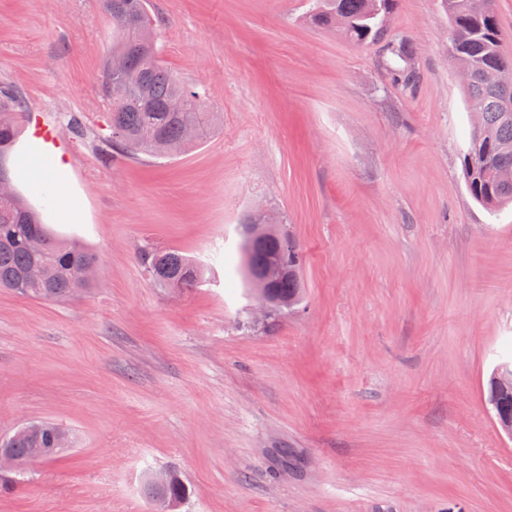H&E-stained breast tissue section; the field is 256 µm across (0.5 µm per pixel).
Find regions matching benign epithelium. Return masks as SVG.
Instances as JSON below:
<instances>
[{
  "label": "benign epithelium",
  "instance_id": "obj_1",
  "mask_svg": "<svg viewBox=\"0 0 512 512\" xmlns=\"http://www.w3.org/2000/svg\"><path fill=\"white\" fill-rule=\"evenodd\" d=\"M243 228L245 278L258 305L255 320L265 322L276 312L278 283L288 276V272L271 260L262 265L255 264L253 254L257 247L268 241L272 235L279 234V239L285 244L288 243V235L278 233L277 225L270 223V218L263 213L258 214L256 223L245 224Z\"/></svg>",
  "mask_w": 512,
  "mask_h": 512
}]
</instances>
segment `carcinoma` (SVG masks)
Segmentation results:
<instances>
[{"label": "carcinoma", "instance_id": "1", "mask_svg": "<svg viewBox=\"0 0 512 512\" xmlns=\"http://www.w3.org/2000/svg\"><path fill=\"white\" fill-rule=\"evenodd\" d=\"M451 22L450 52L459 65H468L490 76L501 68L512 69L501 49L494 0H443ZM115 27L112 54L124 58L121 77L130 95H118L112 85V61H107L100 82L108 105L110 153L125 157L148 155L171 158L185 152L215 132L218 115L203 108V96L181 82L160 59L152 36L153 22L146 0H106ZM396 0H383L381 13L374 14L375 0H314L311 23L327 29L341 22L343 33L356 44L383 35L381 15L390 13ZM385 70L405 87L418 81V72L409 63L415 48L407 40L389 42ZM470 111L481 114L485 136L470 128L463 170L472 198L490 211L512 203V191L500 189L493 176L500 161L498 149L512 144V115L504 116L498 93L489 81L478 79L464 86ZM25 102L11 88L0 86V156L14 146ZM281 262L297 271L300 250L292 240L279 251ZM97 255L78 244L54 236L40 222L38 214L18 194L0 197V288H9L29 297L69 300L92 286L82 277L83 267ZM152 277L168 288H191L200 279L197 265L173 250H154L140 255ZM71 434L50 422L18 429L0 446L28 461L32 449L42 448L40 461L54 459L60 443ZM188 489L176 474L166 487L144 485V494L162 507L180 503Z\"/></svg>", "mask_w": 512, "mask_h": 512}]
</instances>
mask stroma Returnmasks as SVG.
Wrapping results in <instances>:
<instances>
[{"mask_svg":"<svg viewBox=\"0 0 512 512\" xmlns=\"http://www.w3.org/2000/svg\"><path fill=\"white\" fill-rule=\"evenodd\" d=\"M171 71L220 126L171 159L105 158L103 0H0V83L26 103L14 167L52 128L69 169L52 233L100 257L55 302L0 289V440L53 422L75 441L27 466L0 512H512V439L486 402L512 361V205L467 189L471 126L441 0H398L361 46L308 0H148ZM416 46L415 86L384 70ZM276 216L302 300L254 325L240 227ZM68 210L70 220L60 218ZM201 269L162 288L139 256ZM169 473L159 474L151 480L156 487H164L169 479ZM150 482L144 485V494L156 504L169 509L180 503L186 496L188 489L177 474L172 473L166 487L158 489Z\"/></svg>","mask_w":512,"mask_h":512,"instance_id":"stroma-1","label":"stroma"}]
</instances>
